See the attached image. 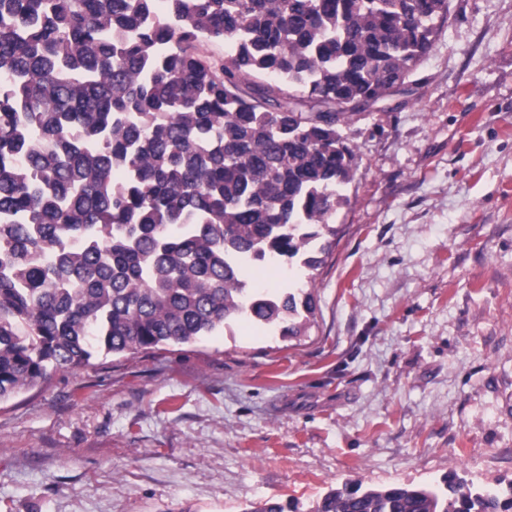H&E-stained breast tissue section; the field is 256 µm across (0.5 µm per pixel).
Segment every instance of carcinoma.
<instances>
[{
    "label": "carcinoma",
    "mask_w": 512,
    "mask_h": 512,
    "mask_svg": "<svg viewBox=\"0 0 512 512\" xmlns=\"http://www.w3.org/2000/svg\"><path fill=\"white\" fill-rule=\"evenodd\" d=\"M448 0H0V402L96 354L238 319L282 336L356 168L342 133L402 88ZM224 44V57L207 52ZM316 512H512L506 492L392 484ZM300 276V272L296 266H289L286 262H280L279 267L272 266H255L248 270H242L244 279H251L262 283L269 291L275 289L281 290L288 286V278L296 279Z\"/></svg>",
    "instance_id": "cac0c4a2"
}]
</instances>
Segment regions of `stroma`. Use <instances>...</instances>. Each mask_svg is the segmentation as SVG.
Listing matches in <instances>:
<instances>
[{"label": "stroma", "instance_id": "stroma-1", "mask_svg": "<svg viewBox=\"0 0 512 512\" xmlns=\"http://www.w3.org/2000/svg\"><path fill=\"white\" fill-rule=\"evenodd\" d=\"M343 134L299 335L244 320L0 403V512H314L357 481L512 486V0H450Z\"/></svg>", "mask_w": 512, "mask_h": 512}]
</instances>
